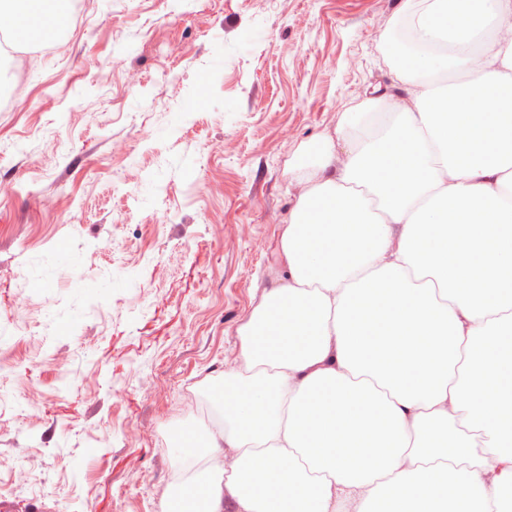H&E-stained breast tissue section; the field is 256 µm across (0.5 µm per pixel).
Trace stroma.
<instances>
[{"label": "stroma", "instance_id": "35a3bbf8", "mask_svg": "<svg viewBox=\"0 0 512 512\" xmlns=\"http://www.w3.org/2000/svg\"><path fill=\"white\" fill-rule=\"evenodd\" d=\"M401 2L69 0L56 37L14 42L40 78L0 112V504L160 512L213 417L199 384L276 285L289 162L391 91Z\"/></svg>", "mask_w": 512, "mask_h": 512}]
</instances>
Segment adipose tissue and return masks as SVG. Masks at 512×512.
<instances>
[{
    "label": "adipose tissue",
    "instance_id": "adipose-tissue-1",
    "mask_svg": "<svg viewBox=\"0 0 512 512\" xmlns=\"http://www.w3.org/2000/svg\"><path fill=\"white\" fill-rule=\"evenodd\" d=\"M383 43L402 94L293 159L279 285L163 512H512V414L481 385L512 334V113L473 107L512 97V0H403ZM467 226L494 278L435 264L437 231L453 249Z\"/></svg>",
    "mask_w": 512,
    "mask_h": 512
}]
</instances>
